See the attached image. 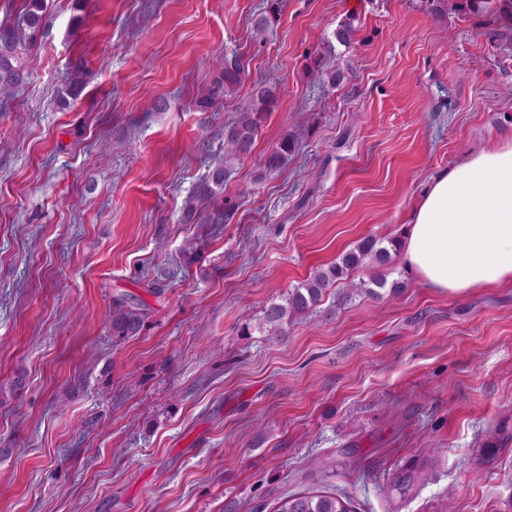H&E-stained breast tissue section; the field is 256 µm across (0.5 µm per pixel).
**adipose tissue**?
<instances>
[{
    "label": "adipose tissue",
    "instance_id": "adipose-tissue-1",
    "mask_svg": "<svg viewBox=\"0 0 512 512\" xmlns=\"http://www.w3.org/2000/svg\"><path fill=\"white\" fill-rule=\"evenodd\" d=\"M403 256L422 285L440 292L512 286V143L432 179L411 214Z\"/></svg>",
    "mask_w": 512,
    "mask_h": 512
}]
</instances>
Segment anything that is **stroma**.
<instances>
[{
  "label": "stroma",
  "instance_id": "35a3bbf8",
  "mask_svg": "<svg viewBox=\"0 0 512 512\" xmlns=\"http://www.w3.org/2000/svg\"><path fill=\"white\" fill-rule=\"evenodd\" d=\"M267 3L45 0L31 77L0 106V512L326 492L355 512H512V288L438 292L398 255L399 295L341 283L282 339L254 329L315 268L400 233L434 176L512 143V28L429 0H282L260 32ZM235 53L237 90L197 111ZM263 86L278 100L252 153L184 223ZM123 294L147 308L135 336L112 332ZM410 467L426 481L388 497ZM295 148V136L288 130L285 131L276 145L266 155L264 167L267 172H275L283 167Z\"/></svg>",
  "mask_w": 512,
  "mask_h": 512
}]
</instances>
